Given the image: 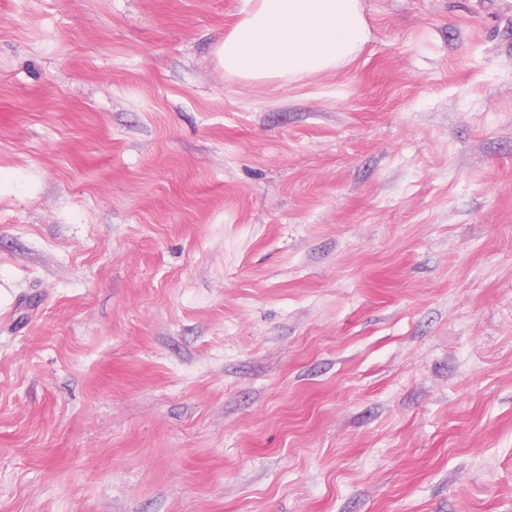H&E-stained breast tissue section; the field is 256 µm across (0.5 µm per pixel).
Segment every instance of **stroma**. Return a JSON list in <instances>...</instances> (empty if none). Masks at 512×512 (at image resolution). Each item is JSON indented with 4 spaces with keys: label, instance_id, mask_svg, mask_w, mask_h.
<instances>
[{
    "label": "stroma",
    "instance_id": "obj_1",
    "mask_svg": "<svg viewBox=\"0 0 512 512\" xmlns=\"http://www.w3.org/2000/svg\"><path fill=\"white\" fill-rule=\"evenodd\" d=\"M0 0V512H512V0ZM369 38L360 0H246L218 57L226 76L288 89L349 64Z\"/></svg>",
    "mask_w": 512,
    "mask_h": 512
}]
</instances>
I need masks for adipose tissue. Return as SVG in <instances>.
<instances>
[{"instance_id":"adipose-tissue-1","label":"adipose tissue","mask_w":512,"mask_h":512,"mask_svg":"<svg viewBox=\"0 0 512 512\" xmlns=\"http://www.w3.org/2000/svg\"><path fill=\"white\" fill-rule=\"evenodd\" d=\"M369 38L361 0H246L218 57L226 76L286 89L349 64Z\"/></svg>"}]
</instances>
